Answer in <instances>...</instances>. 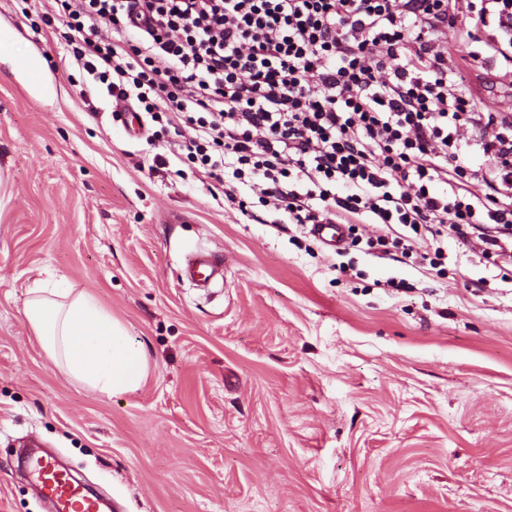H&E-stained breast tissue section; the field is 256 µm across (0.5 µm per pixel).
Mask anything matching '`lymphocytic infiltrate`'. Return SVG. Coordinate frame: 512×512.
Returning <instances> with one entry per match:
<instances>
[{
  "label": "lymphocytic infiltrate",
  "instance_id": "f902f5d3",
  "mask_svg": "<svg viewBox=\"0 0 512 512\" xmlns=\"http://www.w3.org/2000/svg\"><path fill=\"white\" fill-rule=\"evenodd\" d=\"M54 2L80 70L185 133L207 176L228 165L251 180L289 223L351 227L369 213L385 233L350 246L434 268L443 253L425 238L448 233L512 261L500 234L512 228V119L478 112L449 80L434 46L454 22L448 0ZM474 147L488 169L473 168Z\"/></svg>",
  "mask_w": 512,
  "mask_h": 512
}]
</instances>
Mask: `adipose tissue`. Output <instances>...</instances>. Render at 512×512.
<instances>
[{"label": "adipose tissue", "instance_id": "adipose-tissue-1", "mask_svg": "<svg viewBox=\"0 0 512 512\" xmlns=\"http://www.w3.org/2000/svg\"><path fill=\"white\" fill-rule=\"evenodd\" d=\"M24 314L39 344L72 379L114 396L136 391L148 369L144 349L94 297L33 281Z\"/></svg>", "mask_w": 512, "mask_h": 512}]
</instances>
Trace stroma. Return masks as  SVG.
<instances>
[{
    "mask_svg": "<svg viewBox=\"0 0 512 512\" xmlns=\"http://www.w3.org/2000/svg\"><path fill=\"white\" fill-rule=\"evenodd\" d=\"M452 2L449 68L481 112L512 114V45ZM2 13L0 512H50L23 442L111 512H512V282L479 240L442 236L440 273L279 227L231 171L129 140L106 89L83 99L62 29ZM36 50L37 91L16 69ZM200 249L224 257L209 295L181 277ZM38 279L143 345L136 392L54 365L24 315Z\"/></svg>",
    "mask_w": 512,
    "mask_h": 512,
    "instance_id": "stroma-1",
    "label": "stroma"
}]
</instances>
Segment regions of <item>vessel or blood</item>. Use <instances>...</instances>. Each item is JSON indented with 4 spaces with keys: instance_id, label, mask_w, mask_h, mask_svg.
<instances>
[{
    "instance_id": "1",
    "label": "vessel or blood",
    "mask_w": 512,
    "mask_h": 512,
    "mask_svg": "<svg viewBox=\"0 0 512 512\" xmlns=\"http://www.w3.org/2000/svg\"><path fill=\"white\" fill-rule=\"evenodd\" d=\"M17 68L28 86L38 88L44 85L45 72L39 55L18 62ZM345 233V227L341 224H317L313 227L314 236L333 249L343 246ZM184 275L200 287L207 288L223 279L224 263L215 253L198 252L188 258ZM30 467L43 494L54 503L55 512H100L97 499L61 469L54 458L32 457Z\"/></svg>"
}]
</instances>
